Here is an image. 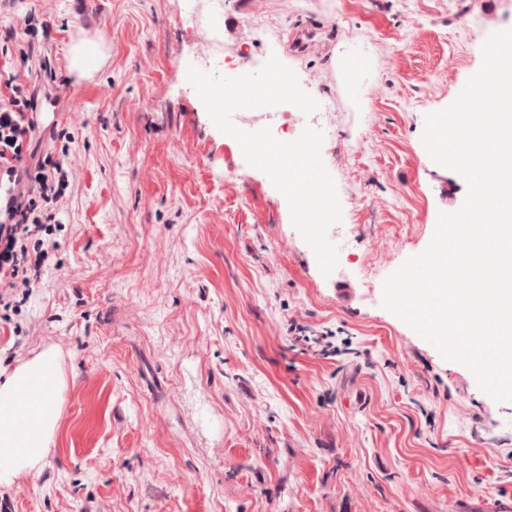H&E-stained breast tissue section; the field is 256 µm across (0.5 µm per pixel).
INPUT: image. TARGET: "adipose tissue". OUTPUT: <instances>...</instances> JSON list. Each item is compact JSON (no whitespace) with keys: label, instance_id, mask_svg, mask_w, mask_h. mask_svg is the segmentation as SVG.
I'll use <instances>...</instances> for the list:
<instances>
[{"label":"adipose tissue","instance_id":"obj_1","mask_svg":"<svg viewBox=\"0 0 512 512\" xmlns=\"http://www.w3.org/2000/svg\"><path fill=\"white\" fill-rule=\"evenodd\" d=\"M64 386L54 351L0 370V484L27 475L48 453Z\"/></svg>","mask_w":512,"mask_h":512}]
</instances>
